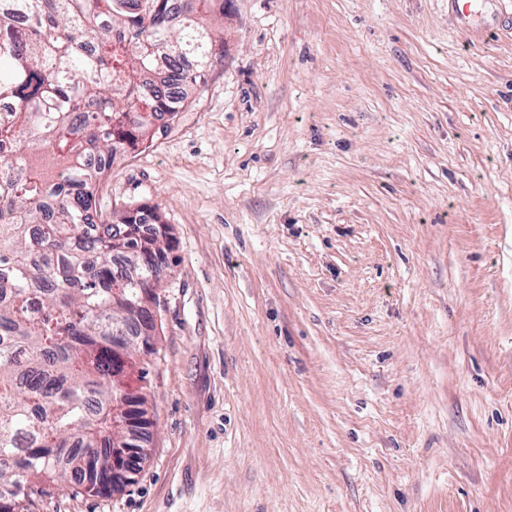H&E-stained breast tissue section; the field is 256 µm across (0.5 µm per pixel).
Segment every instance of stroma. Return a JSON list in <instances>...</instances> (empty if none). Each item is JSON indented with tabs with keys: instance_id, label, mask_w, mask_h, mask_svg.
<instances>
[{
	"instance_id": "1",
	"label": "stroma",
	"mask_w": 512,
	"mask_h": 512,
	"mask_svg": "<svg viewBox=\"0 0 512 512\" xmlns=\"http://www.w3.org/2000/svg\"><path fill=\"white\" fill-rule=\"evenodd\" d=\"M98 218L174 248L122 493L28 512H512V0H207Z\"/></svg>"
}]
</instances>
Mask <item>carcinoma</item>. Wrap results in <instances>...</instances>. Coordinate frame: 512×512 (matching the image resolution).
Wrapping results in <instances>:
<instances>
[{
  "label": "carcinoma",
  "mask_w": 512,
  "mask_h": 512,
  "mask_svg": "<svg viewBox=\"0 0 512 512\" xmlns=\"http://www.w3.org/2000/svg\"><path fill=\"white\" fill-rule=\"evenodd\" d=\"M184 0H0V501L27 512L22 490L72 491L112 466L126 435L139 339L136 315L156 288L165 243L142 211L126 231H90L96 194L117 159L114 119L141 142L166 131L204 82L212 39Z\"/></svg>",
  "instance_id": "cac0c4a2"
}]
</instances>
